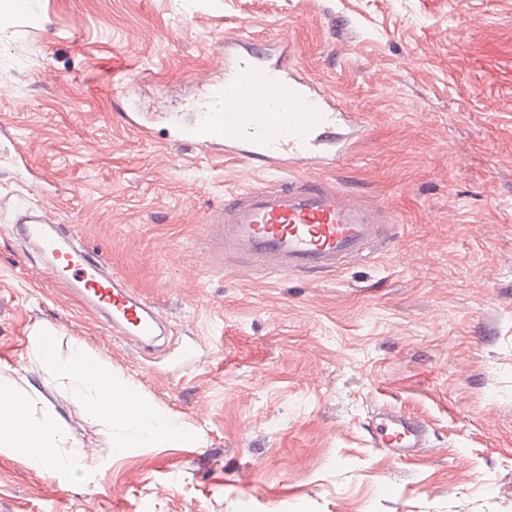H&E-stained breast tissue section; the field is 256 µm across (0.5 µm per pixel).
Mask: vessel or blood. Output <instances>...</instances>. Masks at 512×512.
I'll return each instance as SVG.
<instances>
[{"label": "vessel or blood", "mask_w": 512, "mask_h": 512, "mask_svg": "<svg viewBox=\"0 0 512 512\" xmlns=\"http://www.w3.org/2000/svg\"><path fill=\"white\" fill-rule=\"evenodd\" d=\"M346 112L335 97L314 89L284 55L260 51L239 36L224 38V80L212 85L198 106L184 142L217 146L225 153L260 161L279 172L289 165L345 154L342 138L328 137ZM11 213L13 237L37 255L44 273L99 317L113 335L150 349L175 333V326L152 301L131 288L83 245L47 209L25 196L0 199ZM391 214L352 201L334 183L301 177L272 187L225 195L205 229L217 249L211 258L236 260L255 269L288 274L334 272L350 260L382 250ZM427 425L421 419L385 410L376 446L401 452L422 447Z\"/></svg>", "instance_id": "obj_1"}]
</instances>
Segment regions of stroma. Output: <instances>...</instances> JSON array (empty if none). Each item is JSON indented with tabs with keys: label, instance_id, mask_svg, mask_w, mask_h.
I'll list each match as a JSON object with an SVG mask.
<instances>
[{
	"label": "stroma",
	"instance_id": "1",
	"mask_svg": "<svg viewBox=\"0 0 512 512\" xmlns=\"http://www.w3.org/2000/svg\"><path fill=\"white\" fill-rule=\"evenodd\" d=\"M287 39L354 123L340 184L399 228L309 275L203 267L199 230L256 163L176 141L220 42ZM0 198L56 223L174 322L146 358L26 259L0 223V382L25 375L76 470L0 451V512H512V0H31L0 23ZM107 361L191 431L112 452L34 345ZM424 420L408 456L378 412Z\"/></svg>",
	"mask_w": 512,
	"mask_h": 512
}]
</instances>
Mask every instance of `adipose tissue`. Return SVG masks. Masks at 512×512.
<instances>
[{
  "instance_id": "adipose-tissue-1",
  "label": "adipose tissue",
  "mask_w": 512,
  "mask_h": 512,
  "mask_svg": "<svg viewBox=\"0 0 512 512\" xmlns=\"http://www.w3.org/2000/svg\"><path fill=\"white\" fill-rule=\"evenodd\" d=\"M36 342L47 368L71 386L90 420L122 425V432L112 439L115 452L163 446L187 437V429L175 415L148 402L132 383L113 376L100 357L77 346L62 360L49 336H39ZM35 402L36 389L25 376L0 385V448L52 467L82 464V446L69 440L52 416L33 420L31 407Z\"/></svg>"
}]
</instances>
